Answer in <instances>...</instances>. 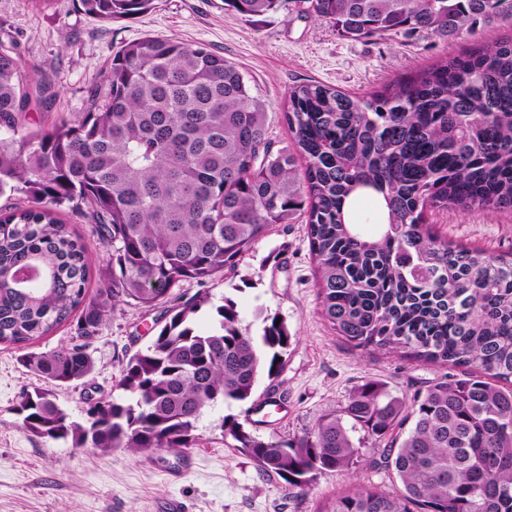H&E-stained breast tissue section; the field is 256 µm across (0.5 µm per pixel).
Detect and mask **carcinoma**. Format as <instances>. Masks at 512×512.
<instances>
[{
	"mask_svg": "<svg viewBox=\"0 0 512 512\" xmlns=\"http://www.w3.org/2000/svg\"><path fill=\"white\" fill-rule=\"evenodd\" d=\"M78 2L105 23L156 8ZM280 2L224 0L247 16ZM300 3L351 40L512 22V0ZM51 99L1 40L0 196L24 204L0 214V343L26 344L77 316L71 345L20 358L62 386L93 371L91 340L117 305L157 312L160 329L128 360L123 396L77 420L49 391L27 392L25 431L102 453L193 447L205 411L277 377L294 337L275 315L255 335L234 300L179 288L235 269L270 229L303 217L322 316L338 335L465 377L410 403L370 379L295 439L236 421L224 433L302 495L358 462L353 432L364 431L399 487L360 485L324 512H512V258L442 241L423 223L431 208L512 209V43L482 44L363 98L299 84L284 112L289 149L274 147L265 106L233 62L167 38L122 46L77 119L27 128L26 114ZM366 197L387 215L373 234L351 219ZM64 210L89 221L112 268L94 297L87 245ZM204 306L207 328L196 320Z\"/></svg>",
	"mask_w": 512,
	"mask_h": 512,
	"instance_id": "1",
	"label": "carcinoma"
}]
</instances>
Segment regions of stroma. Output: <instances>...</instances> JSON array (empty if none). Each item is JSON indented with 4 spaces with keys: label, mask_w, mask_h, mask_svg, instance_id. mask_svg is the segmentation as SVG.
I'll return each mask as SVG.
<instances>
[{
    "label": "stroma",
    "mask_w": 512,
    "mask_h": 512,
    "mask_svg": "<svg viewBox=\"0 0 512 512\" xmlns=\"http://www.w3.org/2000/svg\"><path fill=\"white\" fill-rule=\"evenodd\" d=\"M8 36L15 38L22 63L55 93L49 109L29 113V127L76 119L88 87L101 80L120 46L161 36L205 46L234 62L252 95L264 102L272 138L286 146L290 138L282 114L294 86L318 81L363 97L478 44L512 40V26L480 22L473 31L448 38L412 32L354 41L306 13L300 0H281L276 12L263 16L225 9L224 0H158L155 9L112 23L86 15L76 0H55L47 7L40 0H0V39ZM426 221L441 239L488 254L512 253V211L432 210ZM202 289L216 301L233 298L253 330H260L261 315L284 319L295 341L279 376L261 378L250 401L208 410L197 424L189 466L181 452L102 453L25 431L17 406L44 381L21 365L20 348L2 344L0 512H163L171 498L189 512H321L327 501L360 484L396 489L391 471L374 468L379 451L369 447L350 470L321 476L305 495L291 496L279 476L262 472L235 448L222 421H237L257 436L291 439L322 415L340 411L350 392L368 379L382 380L394 395L410 400L446 375V368L357 347L336 335L321 316L315 264L301 222L273 229L235 271L202 288L184 283L182 292L190 297ZM157 331L153 314L119 306L89 347L92 373L56 389L58 404L78 418L89 400L119 396L129 358ZM172 471L178 472L177 481L169 480Z\"/></svg>",
    "instance_id": "stroma-1"
}]
</instances>
